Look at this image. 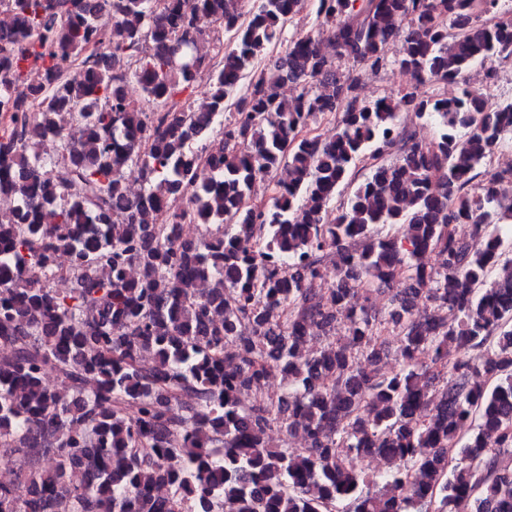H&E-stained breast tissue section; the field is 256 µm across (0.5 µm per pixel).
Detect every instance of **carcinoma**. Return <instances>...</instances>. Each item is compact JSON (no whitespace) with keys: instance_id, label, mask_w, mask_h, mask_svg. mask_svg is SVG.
Instances as JSON below:
<instances>
[{"instance_id":"1","label":"carcinoma","mask_w":512,"mask_h":512,"mask_svg":"<svg viewBox=\"0 0 512 512\" xmlns=\"http://www.w3.org/2000/svg\"><path fill=\"white\" fill-rule=\"evenodd\" d=\"M305 2L0 0V193L18 201L0 218V455L20 460L0 512H512V168L490 169L512 97L463 84L512 56V0H317L333 53L306 34L268 54ZM202 16L230 36L212 54ZM395 42L413 84L363 100L354 72ZM209 62L207 110L182 106ZM331 114L330 137L304 134ZM70 128L56 182L38 148ZM397 279L395 307L372 310V285ZM273 373L285 390L246 404ZM274 428L307 444L271 448Z\"/></svg>"}]
</instances>
